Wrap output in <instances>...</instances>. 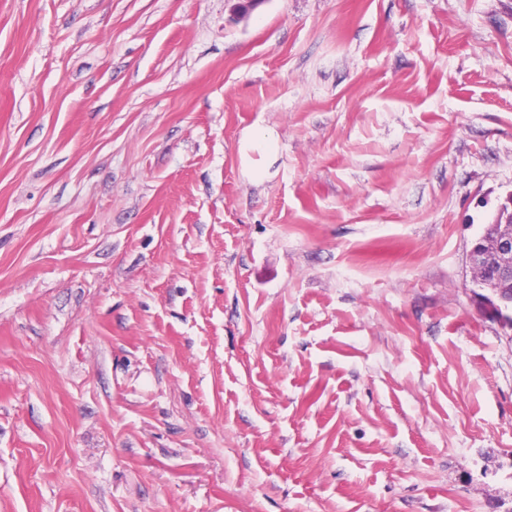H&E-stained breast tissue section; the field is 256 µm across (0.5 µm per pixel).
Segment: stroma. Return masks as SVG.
<instances>
[{"mask_svg":"<svg viewBox=\"0 0 512 512\" xmlns=\"http://www.w3.org/2000/svg\"><path fill=\"white\" fill-rule=\"evenodd\" d=\"M0 0V512H512V0ZM488 224L470 253L474 281L503 307H512V225ZM477 278V279H475Z\"/></svg>","mask_w":512,"mask_h":512,"instance_id":"stroma-1","label":"stroma"}]
</instances>
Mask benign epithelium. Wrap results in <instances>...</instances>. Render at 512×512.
<instances>
[{"mask_svg":"<svg viewBox=\"0 0 512 512\" xmlns=\"http://www.w3.org/2000/svg\"><path fill=\"white\" fill-rule=\"evenodd\" d=\"M479 288L503 307H512V225L488 224L470 253Z\"/></svg>","mask_w":512,"mask_h":512,"instance_id":"7a95c632","label":"benign epithelium"}]
</instances>
